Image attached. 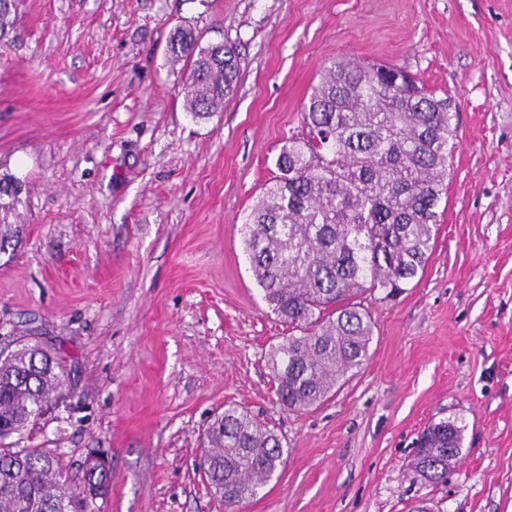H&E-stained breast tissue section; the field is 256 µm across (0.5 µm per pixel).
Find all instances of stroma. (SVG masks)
Returning <instances> with one entry per match:
<instances>
[{"label":"stroma","instance_id":"obj_1","mask_svg":"<svg viewBox=\"0 0 512 512\" xmlns=\"http://www.w3.org/2000/svg\"><path fill=\"white\" fill-rule=\"evenodd\" d=\"M179 27L241 59L211 118L167 63ZM336 58L404 69L458 129L424 273L367 297L368 363L299 414L275 395L288 327L240 229ZM0 164L28 189L0 336L65 371L6 444L56 454L77 488L98 453L112 487L94 512H225L195 463L228 403L288 446L240 512H512V0H22L0 43ZM443 418L462 453L430 484L414 443Z\"/></svg>","mask_w":512,"mask_h":512}]
</instances>
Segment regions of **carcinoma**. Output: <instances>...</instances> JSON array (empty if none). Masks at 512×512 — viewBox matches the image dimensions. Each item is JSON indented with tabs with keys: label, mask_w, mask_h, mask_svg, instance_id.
Segmentation results:
<instances>
[{
	"label": "carcinoma",
	"mask_w": 512,
	"mask_h": 512,
	"mask_svg": "<svg viewBox=\"0 0 512 512\" xmlns=\"http://www.w3.org/2000/svg\"><path fill=\"white\" fill-rule=\"evenodd\" d=\"M19 0H0V41L13 30ZM184 61L187 111L207 118L224 109L240 79L235 50L174 34ZM448 99L424 93L394 66L333 61L304 107L305 138H290L278 175L248 214L241 234L271 313L288 335L271 346L276 396L303 413L325 401L369 359L373 323L363 295L392 299L430 258L437 207L446 189L456 137ZM24 186L0 174V251L12 246ZM63 384L56 357L24 345L0 354V442L34 420ZM200 463L227 509L254 498L284 464L275 428L235 404L206 431ZM463 427L443 419L417 439L415 470L430 483L448 478L461 454ZM104 463L87 459L84 491L105 498ZM58 456L41 448L0 450V512H86Z\"/></svg>",
	"instance_id": "carcinoma-1"
}]
</instances>
